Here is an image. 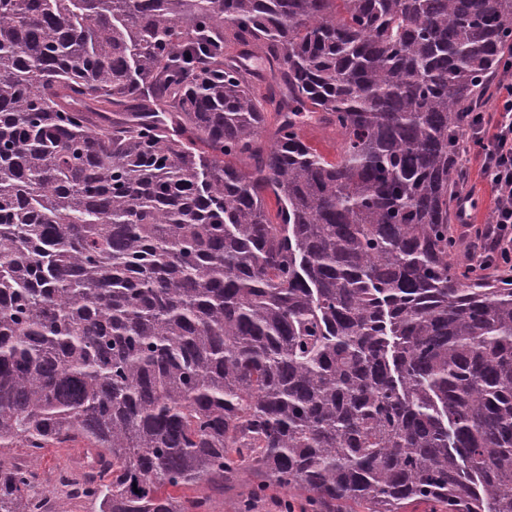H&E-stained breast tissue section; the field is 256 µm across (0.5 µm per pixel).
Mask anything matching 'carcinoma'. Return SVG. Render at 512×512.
<instances>
[{"mask_svg": "<svg viewBox=\"0 0 512 512\" xmlns=\"http://www.w3.org/2000/svg\"><path fill=\"white\" fill-rule=\"evenodd\" d=\"M511 57L512 0H0V512L76 441L99 512H512V276L450 228ZM303 136L310 145L317 148L329 159L333 160L338 156L340 149L336 136L325 131L318 124L314 122L306 124L303 128ZM260 480L256 476H250L237 482L232 488L225 490L224 496L222 494H211V509L209 512H236L237 500L246 497L249 488Z\"/></svg>", "mask_w": 512, "mask_h": 512, "instance_id": "cac0c4a2", "label": "carcinoma"}]
</instances>
